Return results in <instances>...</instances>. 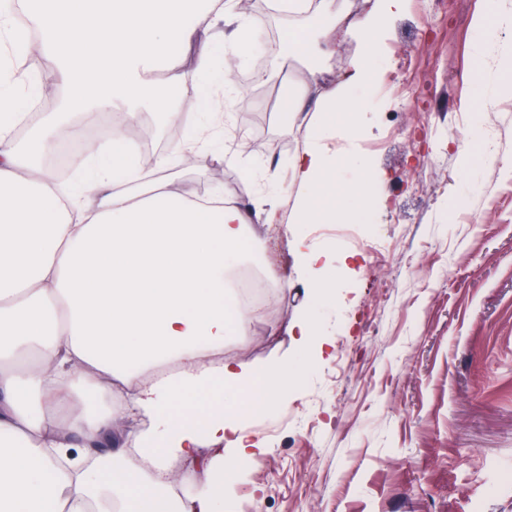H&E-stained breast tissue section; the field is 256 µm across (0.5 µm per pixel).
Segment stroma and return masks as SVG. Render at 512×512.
I'll return each mask as SVG.
<instances>
[{
    "label": "stroma",
    "mask_w": 512,
    "mask_h": 512,
    "mask_svg": "<svg viewBox=\"0 0 512 512\" xmlns=\"http://www.w3.org/2000/svg\"><path fill=\"white\" fill-rule=\"evenodd\" d=\"M262 16L249 56L265 80L239 87L246 111L263 113L262 144L232 162L202 151L167 173L182 191L225 189L249 213L288 185L308 137L268 109L307 65L267 40L336 22L313 9ZM483 17L492 39L475 29ZM379 56L368 126L348 148L368 158L382 195L347 234L293 223L290 193L274 226L250 227L265 246L254 266L288 286L255 329L225 337L224 356L261 369L298 359L304 378L250 419L257 446L226 485L224 512H512V0H408ZM474 92L488 111H463ZM298 234L337 273L303 348L288 333L309 302Z\"/></svg>",
    "instance_id": "1"
}]
</instances>
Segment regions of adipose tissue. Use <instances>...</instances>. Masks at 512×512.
<instances>
[{
	"label": "adipose tissue",
	"mask_w": 512,
	"mask_h": 512,
	"mask_svg": "<svg viewBox=\"0 0 512 512\" xmlns=\"http://www.w3.org/2000/svg\"><path fill=\"white\" fill-rule=\"evenodd\" d=\"M406 2L374 0L347 21L361 51L339 73L328 66L336 53L331 35L316 44L303 32L285 40L284 55L322 61L283 102L284 111L307 117L309 129L290 163L294 223L341 224L366 201L375 175L344 144L367 125L361 92L376 79L384 21ZM238 5L27 0L26 27L13 18L14 0H0V512H224L222 475L254 445L248 418L270 412L294 378L286 365L257 371L229 359L216 373L200 366L255 317L226 312L227 275L244 257L247 230L234 201L164 181L143 185L138 148L118 129L90 147L89 166L71 184H58L41 163L57 125L75 112L117 109L133 124L149 109L185 123L183 137L156 157L158 170L223 143L219 121L185 118L171 92L196 78L198 108L212 112V89L232 85L244 54L237 41L262 30L253 16L215 32L214 18H239ZM226 44L234 50L214 68ZM35 45L51 69L16 78L13 62ZM191 50L198 65L188 74L178 61ZM158 71L166 84L153 80ZM49 81L65 90L58 109L17 143L15 125ZM295 262L324 302L333 268L301 238ZM173 360L185 366L175 377L163 371ZM116 390L126 398L122 409L90 401ZM136 414L155 420L139 437L142 467L92 449L119 419ZM205 442L228 443L232 458L208 459L199 496H171L169 458Z\"/></svg>",
	"instance_id": "adipose-tissue-1"
}]
</instances>
